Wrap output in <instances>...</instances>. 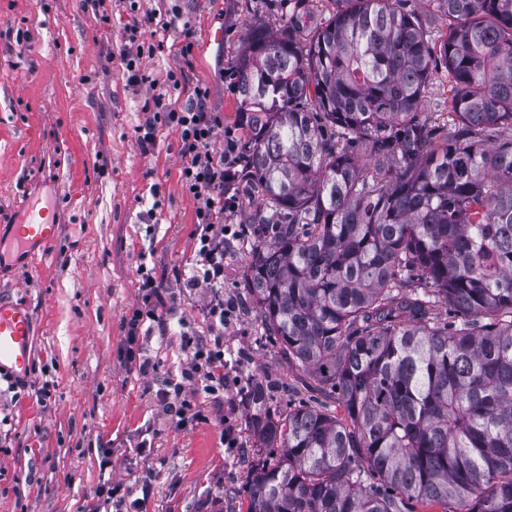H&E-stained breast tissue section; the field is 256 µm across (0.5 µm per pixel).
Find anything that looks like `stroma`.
Segmentation results:
<instances>
[{
  "label": "stroma",
  "instance_id": "stroma-1",
  "mask_svg": "<svg viewBox=\"0 0 512 512\" xmlns=\"http://www.w3.org/2000/svg\"><path fill=\"white\" fill-rule=\"evenodd\" d=\"M150 16L176 25L164 34L169 51L143 60L149 82L134 84L121 61L126 31ZM258 18L283 24L266 0H0V232L28 196L53 206L60 226L30 265L0 263V297L26 304L35 324L30 374L0 380V512H86L107 472L123 487L117 512H246L252 383H267L279 413L306 403L342 415L258 316L245 282L255 202L225 185L234 207L224 219L245 231L224 244L223 284H191L201 226L179 131L157 127L155 147H140L158 103L178 97L172 71L185 90L206 88L221 119L210 150L230 153L239 132L224 71ZM216 30L223 42L199 54ZM146 274L169 329L141 339V372L120 353L127 319L145 307ZM219 300L231 310L221 325L209 317ZM199 341L232 357L236 381L223 400L206 394L205 379H181ZM177 381L192 405L182 422L160 396ZM44 387L52 396L42 402Z\"/></svg>",
  "mask_w": 512,
  "mask_h": 512
}]
</instances>
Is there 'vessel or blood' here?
Segmentation results:
<instances>
[{"mask_svg": "<svg viewBox=\"0 0 512 512\" xmlns=\"http://www.w3.org/2000/svg\"><path fill=\"white\" fill-rule=\"evenodd\" d=\"M45 214L32 201L18 206L9 237L18 259L30 263L58 238L59 227L46 223ZM34 325L30 311L20 303L0 300V375L24 378L30 372Z\"/></svg>", "mask_w": 512, "mask_h": 512, "instance_id": "b4317fda", "label": "vessel or blood"}]
</instances>
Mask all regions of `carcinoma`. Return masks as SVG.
Segmentation results:
<instances>
[{"label":"carcinoma","mask_w":512,"mask_h":512,"mask_svg":"<svg viewBox=\"0 0 512 512\" xmlns=\"http://www.w3.org/2000/svg\"><path fill=\"white\" fill-rule=\"evenodd\" d=\"M321 2L246 24L226 70L248 288L344 410L251 386L247 512H512V0H426L439 42L409 0ZM440 68L451 128L423 112Z\"/></svg>","instance_id":"carcinoma-1"}]
</instances>
